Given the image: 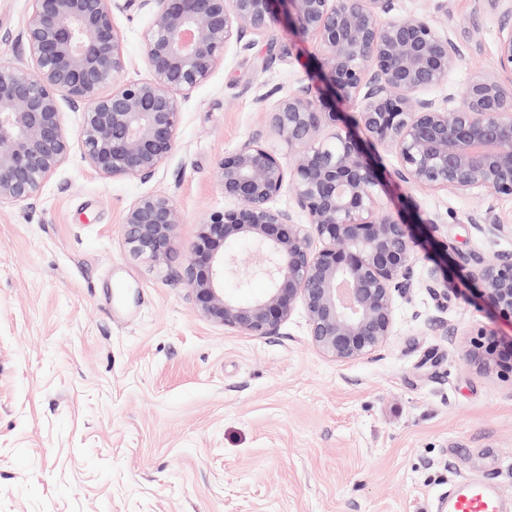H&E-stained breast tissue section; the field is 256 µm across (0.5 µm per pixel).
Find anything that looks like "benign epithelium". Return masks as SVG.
I'll return each instance as SVG.
<instances>
[{
	"label": "benign epithelium",
	"instance_id": "7a95c632",
	"mask_svg": "<svg viewBox=\"0 0 512 512\" xmlns=\"http://www.w3.org/2000/svg\"><path fill=\"white\" fill-rule=\"evenodd\" d=\"M147 79H126L112 0H31L20 39L29 65L0 64V203L36 199L66 160L71 140L61 124L66 102L83 109L78 133L90 167L104 177H151L171 154L181 100L210 78L224 55L249 34L282 21L314 42L321 77L288 91L267 109L288 146L285 163L257 139L225 155L219 184L229 206L206 215L185 267L197 310L245 336H273L304 311L310 344L338 365L371 360L397 329L398 302L415 282L417 247L435 254L428 290L448 309V242L440 217L412 195L395 205L390 186L446 191L477 201L486 192L512 199V0H479L499 20L490 68L472 72L458 94L437 99L461 49L440 25L410 13L393 17V0H141ZM112 86L105 94L103 89ZM356 106L339 124L332 101ZM388 149L385 171L364 141ZM292 190L305 216L297 223L272 206ZM182 215L161 194L136 199L124 215L125 243L160 263ZM477 228L512 232L495 216ZM249 238L259 259L239 265L224 245ZM453 267L482 285L484 304L512 321V255L487 261L456 252ZM269 281L248 304L224 292V277ZM467 363L487 377L512 378V339L477 327Z\"/></svg>",
	"mask_w": 512,
	"mask_h": 512
}]
</instances>
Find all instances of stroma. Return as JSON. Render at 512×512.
<instances>
[{
  "instance_id": "stroma-1",
  "label": "stroma",
  "mask_w": 512,
  "mask_h": 512,
  "mask_svg": "<svg viewBox=\"0 0 512 512\" xmlns=\"http://www.w3.org/2000/svg\"><path fill=\"white\" fill-rule=\"evenodd\" d=\"M30 0H0V62H27ZM127 77L145 79L140 0H114ZM459 44L447 88L489 67L497 24L478 0H394ZM228 50L181 102L176 147L148 179L107 178L80 142L29 203L0 204V512H439L450 485L488 477L512 500V383L478 374L463 336L512 337L457 272L448 308L418 281L381 355L339 365L295 310L275 336L204 318L183 271L198 222L223 209L218 165L257 138L288 150L268 107L310 84L312 41L275 24ZM162 193L179 207L163 263L130 253L127 208ZM440 237L485 260L512 235L468 224L473 202L418 193Z\"/></svg>"
}]
</instances>
